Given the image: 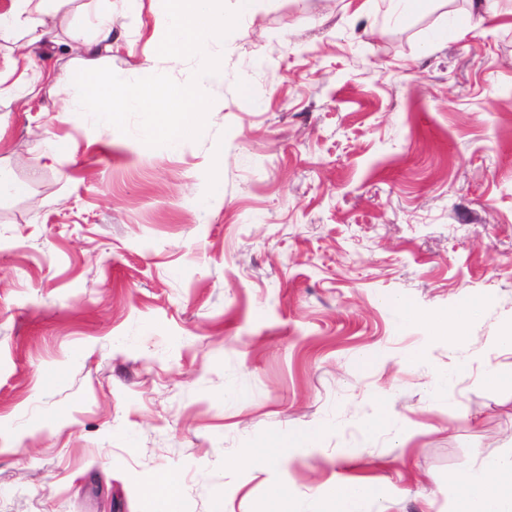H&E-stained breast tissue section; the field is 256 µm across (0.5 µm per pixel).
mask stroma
Instances as JSON below:
<instances>
[{
  "instance_id": "1",
  "label": "stroma",
  "mask_w": 512,
  "mask_h": 512,
  "mask_svg": "<svg viewBox=\"0 0 512 512\" xmlns=\"http://www.w3.org/2000/svg\"><path fill=\"white\" fill-rule=\"evenodd\" d=\"M479 2L224 0L216 109L176 151L133 109L59 118L41 82L0 114L28 186L0 202V512H154L167 469L183 512H264L275 484L310 508L355 480L381 490L367 512H453L449 474L512 449V387L481 379L512 370L491 345L512 320V0L475 30ZM112 19L104 68L191 81L153 50L151 0ZM389 296L484 308L455 349ZM308 425L314 452L244 464Z\"/></svg>"
}]
</instances>
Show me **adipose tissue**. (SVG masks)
I'll return each instance as SVG.
<instances>
[{"mask_svg": "<svg viewBox=\"0 0 512 512\" xmlns=\"http://www.w3.org/2000/svg\"><path fill=\"white\" fill-rule=\"evenodd\" d=\"M58 0H12L0 12V41L13 44L16 54L0 64V102L29 96L32 79L51 83L57 90L70 84V70H48L43 65L46 50L62 48L82 64L86 81L74 101L84 112L114 123L118 108L134 109L151 116L156 135L170 148H177L197 133L208 112V89L223 79L213 61V48L224 35L223 0H154L157 25L163 31L157 50L174 64L195 62L190 85L157 86L143 74L137 86H129L119 73L100 69L96 56L112 50V0H103L96 21L75 41L65 40ZM320 434L306 426L288 436H272L245 457L248 465L272 468L280 465L291 449L312 450ZM456 488L454 512H512V453L489 456L480 465L449 478ZM381 491L368 481L330 485L320 495V512H365L367 503L379 501Z\"/></svg>", "mask_w": 512, "mask_h": 512, "instance_id": "obj_1", "label": "adipose tissue"}]
</instances>
